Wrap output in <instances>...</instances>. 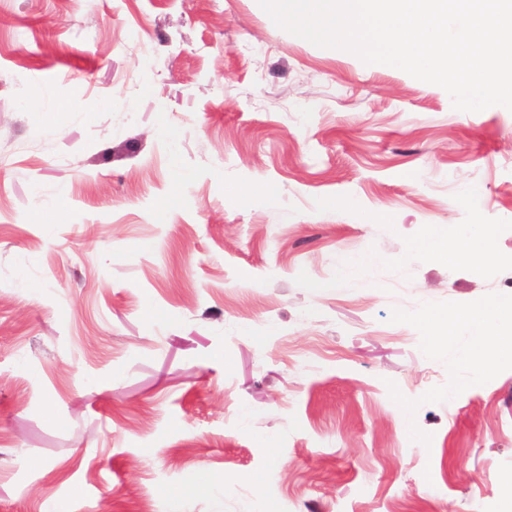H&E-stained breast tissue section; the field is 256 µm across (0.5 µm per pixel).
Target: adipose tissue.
Wrapping results in <instances>:
<instances>
[{
  "label": "adipose tissue",
  "mask_w": 512,
  "mask_h": 512,
  "mask_svg": "<svg viewBox=\"0 0 512 512\" xmlns=\"http://www.w3.org/2000/svg\"><path fill=\"white\" fill-rule=\"evenodd\" d=\"M496 236L490 224L472 225L469 234L460 235L454 227L430 228L419 241L422 250L436 256L448 253L455 261L467 263L489 255ZM473 335L474 340L463 356L470 366L490 371L502 360H512V346L500 339L503 331L512 328V304L481 302L450 314L438 315L436 327L428 336L431 346H439L447 328Z\"/></svg>",
  "instance_id": "ef3b65f1"
}]
</instances>
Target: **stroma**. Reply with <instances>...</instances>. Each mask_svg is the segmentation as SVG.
I'll return each instance as SVG.
<instances>
[{
  "mask_svg": "<svg viewBox=\"0 0 512 512\" xmlns=\"http://www.w3.org/2000/svg\"><path fill=\"white\" fill-rule=\"evenodd\" d=\"M482 299L511 110L259 0H0V512H501L512 361L424 340ZM458 225L432 227L420 239L418 246L430 255L448 253L455 261L467 263L487 257L490 254L496 229L490 224L469 225L471 232L460 235Z\"/></svg>",
  "mask_w": 512,
  "mask_h": 512,
  "instance_id": "stroma-1",
  "label": "stroma"
}]
</instances>
